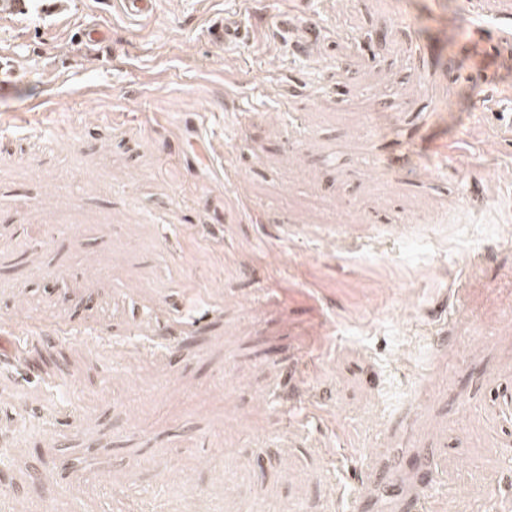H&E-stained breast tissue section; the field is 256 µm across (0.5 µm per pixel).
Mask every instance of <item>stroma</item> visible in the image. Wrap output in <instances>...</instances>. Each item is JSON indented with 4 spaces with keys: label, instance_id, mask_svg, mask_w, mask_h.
<instances>
[{
    "label": "stroma",
    "instance_id": "35a3bbf8",
    "mask_svg": "<svg viewBox=\"0 0 512 512\" xmlns=\"http://www.w3.org/2000/svg\"><path fill=\"white\" fill-rule=\"evenodd\" d=\"M393 2L0 19V512H512V0Z\"/></svg>",
    "mask_w": 512,
    "mask_h": 512
}]
</instances>
